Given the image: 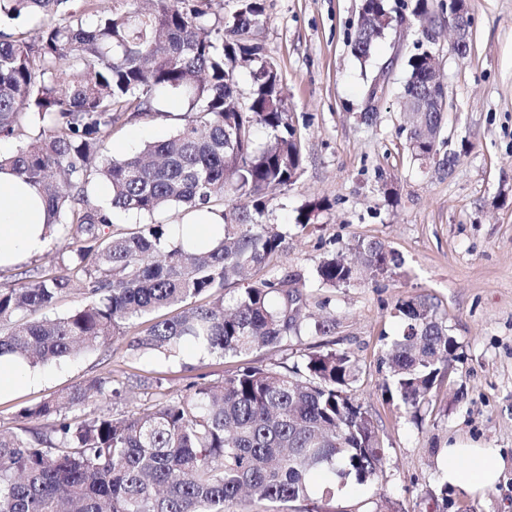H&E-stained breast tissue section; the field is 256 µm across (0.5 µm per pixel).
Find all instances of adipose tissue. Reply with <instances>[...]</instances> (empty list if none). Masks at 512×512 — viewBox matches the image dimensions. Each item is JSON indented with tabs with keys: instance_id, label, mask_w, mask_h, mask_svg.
Segmentation results:
<instances>
[{
	"instance_id": "adipose-tissue-1",
	"label": "adipose tissue",
	"mask_w": 512,
	"mask_h": 512,
	"mask_svg": "<svg viewBox=\"0 0 512 512\" xmlns=\"http://www.w3.org/2000/svg\"><path fill=\"white\" fill-rule=\"evenodd\" d=\"M47 211L39 190L10 168L0 169V267L41 252L48 240ZM504 466L496 448L453 445L445 451L441 477L449 485L481 493L498 482Z\"/></svg>"
}]
</instances>
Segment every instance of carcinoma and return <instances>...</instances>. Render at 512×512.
Instances as JSON below:
<instances>
[{
    "mask_svg": "<svg viewBox=\"0 0 512 512\" xmlns=\"http://www.w3.org/2000/svg\"><path fill=\"white\" fill-rule=\"evenodd\" d=\"M70 0H0V20L44 17L34 30L0 34V155L43 193L51 232L69 239L70 257L33 268L0 288V357L30 367L105 347L134 322L133 351L177 353L198 343L219 358L246 357L301 336L307 295L300 275L256 280L224 305V290L268 270L284 235L263 223L276 191L292 185L300 146L289 123L277 70L247 34L264 22V0H239L229 19L210 23L188 0H154L151 10L64 9ZM353 40L357 58L382 37L388 0H364ZM428 51L410 56L405 94L425 87ZM253 65L240 99L237 63ZM179 94L185 112L166 139L124 159L101 150L113 128L156 112L158 94ZM269 131L262 147L257 128ZM412 157L434 151L407 137ZM109 189L93 203V180ZM250 199L252 209L228 205ZM210 207L224 218L212 248L187 246L170 225L109 231L116 212L146 214ZM315 269L324 287L347 286L358 266L371 278L400 268L380 240H359ZM79 289L85 303L50 317ZM403 331L386 361L405 407L418 413L449 366L455 340L428 297L401 301ZM357 364L336 349L302 353L292 364L245 363L219 383L160 397L146 411L117 417L97 408L82 420L63 410L91 398L122 396L110 376L77 382L24 407L28 425L0 431V512H229L250 497L276 512H328L325 503L351 480L379 477L386 457L371 416L353 398Z\"/></svg>",
    "mask_w": 512,
    "mask_h": 512,
    "instance_id": "obj_1",
    "label": "carcinoma"
}]
</instances>
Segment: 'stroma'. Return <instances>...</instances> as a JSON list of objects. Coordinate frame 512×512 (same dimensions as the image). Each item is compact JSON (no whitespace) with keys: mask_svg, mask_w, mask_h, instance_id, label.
Wrapping results in <instances>:
<instances>
[{"mask_svg":"<svg viewBox=\"0 0 512 512\" xmlns=\"http://www.w3.org/2000/svg\"><path fill=\"white\" fill-rule=\"evenodd\" d=\"M434 41L417 20L377 43L367 62L353 53L361 0H265V21L251 38L282 77L289 122L300 142L297 181L276 192L264 220L285 235L271 267L297 272L313 319L335 318L325 336L264 347L257 365L292 362L300 352L350 353L359 370L355 396L378 429L386 459L378 479L337 496L334 512H512V0H468L470 50L452 47L448 0H429ZM430 46L447 93L439 160L430 169L412 158L403 127L407 61ZM388 77L376 120L361 118L365 95L380 71ZM158 114L116 127L106 156L120 159L169 136L184 108L160 97ZM454 165H446L448 153ZM325 201L316 223L301 226L299 210ZM385 242L402 260L389 277L318 288L314 270L328 253L359 240ZM430 297L456 341L455 355L420 415L387 392L385 337L397 335L398 302ZM237 360L207 355L164 357L109 346L41 367V380L0 397V429L16 430L21 408L75 382L112 375L125 392L112 411L131 415L153 400L154 380L171 397L197 383L218 382ZM454 444L500 449L505 467L482 495L462 488L441 493L440 466Z\"/></svg>","mask_w":512,"mask_h":512,"instance_id":"35a3bbf8","label":"stroma"}]
</instances>
